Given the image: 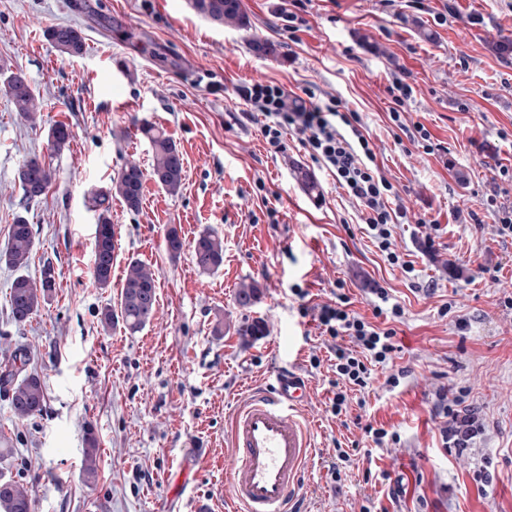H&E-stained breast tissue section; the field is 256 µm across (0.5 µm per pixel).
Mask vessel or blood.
<instances>
[{"mask_svg":"<svg viewBox=\"0 0 512 512\" xmlns=\"http://www.w3.org/2000/svg\"><path fill=\"white\" fill-rule=\"evenodd\" d=\"M304 381L277 374L273 391L255 396L233 421L230 491L244 512H288L308 463L309 435L296 416Z\"/></svg>","mask_w":512,"mask_h":512,"instance_id":"b4317fda","label":"vessel or blood"}]
</instances>
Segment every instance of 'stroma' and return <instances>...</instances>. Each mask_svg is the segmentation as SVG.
I'll return each instance as SVG.
<instances>
[{
    "instance_id": "1",
    "label": "stroma",
    "mask_w": 512,
    "mask_h": 512,
    "mask_svg": "<svg viewBox=\"0 0 512 512\" xmlns=\"http://www.w3.org/2000/svg\"><path fill=\"white\" fill-rule=\"evenodd\" d=\"M242 4L246 29L215 26L188 0H0V83L23 72L44 121L36 130L21 124L0 90V250L26 214L36 240L28 273L38 277L49 259L56 280L48 303L19 326L8 308L15 273L0 264V356L26 349L46 387L43 413L26 421L13 419L0 390V430L14 445L9 473L31 488L35 512H234L232 421L276 372L293 368L307 383L298 418L312 442L297 512H361L385 500L384 485L366 481L369 470L405 479L399 512H512V312L501 305L512 294V240L497 236L487 209L493 194L512 204V183L497 175L512 167V52L498 49L512 42V0H310L296 43L280 17L290 0ZM56 24L81 28L82 56L46 39ZM401 73L414 88L407 120L430 131L433 154L398 139L387 118L386 88ZM255 80L326 92L359 113L407 209L394 237L413 273L389 265L361 229L357 202L296 135L285 152H270L237 93ZM143 121L179 147L183 184L171 195L146 181L136 212L111 198L118 249L104 289L93 278L90 199L125 161L150 166ZM58 122L74 139L52 160L57 179L46 198L23 205L17 168L48 154L46 128ZM301 170L315 191L304 189ZM421 218L440 225L435 254L422 247ZM173 225L186 243L175 260L165 244ZM206 228L224 239V263L210 274L190 248ZM132 260L158 273L156 314L134 334L120 323L103 329L100 313L118 306ZM250 282L263 296L245 310L235 295ZM375 283L405 310L393 368L407 375L393 388L388 371L374 369L368 394H350L336 417L332 340L300 307L341 291L368 316ZM246 317L263 320L266 336H238ZM444 385L464 390L483 422L471 458L443 447L431 406ZM368 422L399 442L375 449L362 430ZM88 425L99 437L91 485L81 478ZM338 445L354 454L335 473ZM485 459L495 480L483 493L472 475Z\"/></svg>"
}]
</instances>
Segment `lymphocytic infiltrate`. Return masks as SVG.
<instances>
[{"instance_id": "f902f5d3", "label": "lymphocytic infiltrate", "mask_w": 512, "mask_h": 512, "mask_svg": "<svg viewBox=\"0 0 512 512\" xmlns=\"http://www.w3.org/2000/svg\"><path fill=\"white\" fill-rule=\"evenodd\" d=\"M239 94L252 111L260 113V131L270 151H283L287 134L295 133L311 158L330 171L361 206L365 230L388 263L412 273V265L403 260L393 238V226L406 218L407 210L392 207L399 193L378 165L358 113L344 109L340 99L323 105L316 102L314 91L301 96L261 80L241 86ZM371 294V316L350 311L349 301L341 293L335 301L318 305L314 315L322 335L335 342L336 393L331 411L337 416L346 412L349 392H365L374 367H387L397 350L395 324L404 310L391 303L384 287L372 288ZM462 402V395L451 393L445 386L436 391L432 402V414L441 421L442 442L459 456L483 431L479 418L462 409Z\"/></svg>"}]
</instances>
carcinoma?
<instances>
[{
	"label": "carcinoma",
	"mask_w": 512,
	"mask_h": 512,
	"mask_svg": "<svg viewBox=\"0 0 512 512\" xmlns=\"http://www.w3.org/2000/svg\"><path fill=\"white\" fill-rule=\"evenodd\" d=\"M190 8L201 18L215 24L239 29L249 27L250 21L242 8L241 0H189ZM46 37L61 53L71 57L82 54L85 42L80 28L57 24L46 30ZM5 94L13 104L17 118L32 129L42 125V104L25 74H10L4 81ZM141 132L147 138L152 152V169L145 174L139 164L126 163L113 181V191L96 194L92 206L98 212L93 242V273L96 283L107 288L112 281V267L116 261V231L108 217V202L112 193L122 197L131 211H138L142 201L146 178H152L170 195L179 192L183 179V157L177 144L160 128L147 122L141 124ZM74 133L63 123L48 129L47 140L50 157L34 155L21 164L24 176H16L26 203L42 200L56 180V169L51 157L69 147ZM166 248L171 259L179 258L184 241L179 230L171 226L165 235ZM35 246L33 227L19 215L8 229V241L0 251L3 263L19 272L11 285L9 306L11 319L22 324L37 315L48 302L55 288L54 269L45 263L41 276L34 279L24 273ZM193 261L202 273L217 271L224 263V240L213 230L202 231L193 241ZM158 275L154 268L138 261L128 263L120 297V313L106 308L101 313V323L108 327L121 319L129 331L135 333L151 321L156 310ZM262 291L252 282L242 286L236 301L242 307H252L261 299ZM265 324L260 319L244 320L238 325V335L256 339L265 334ZM30 362L28 352L16 349L0 361V384L9 388L8 397L12 415L26 420L42 414L45 409L46 391L43 381L34 373L27 372ZM99 440L93 428L84 433L82 479L91 484L98 477L97 453ZM0 512H33L32 491L24 484L0 473Z\"/></svg>",
	"instance_id": "1"
}]
</instances>
